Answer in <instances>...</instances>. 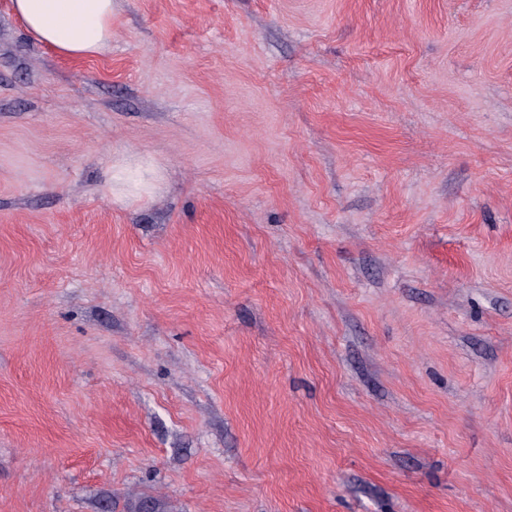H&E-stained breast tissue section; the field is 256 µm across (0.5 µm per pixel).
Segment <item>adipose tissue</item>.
Segmentation results:
<instances>
[{
    "label": "adipose tissue",
    "mask_w": 512,
    "mask_h": 512,
    "mask_svg": "<svg viewBox=\"0 0 512 512\" xmlns=\"http://www.w3.org/2000/svg\"><path fill=\"white\" fill-rule=\"evenodd\" d=\"M13 13L42 45L68 59L112 47V0H11Z\"/></svg>",
    "instance_id": "ef3b65f1"
}]
</instances>
